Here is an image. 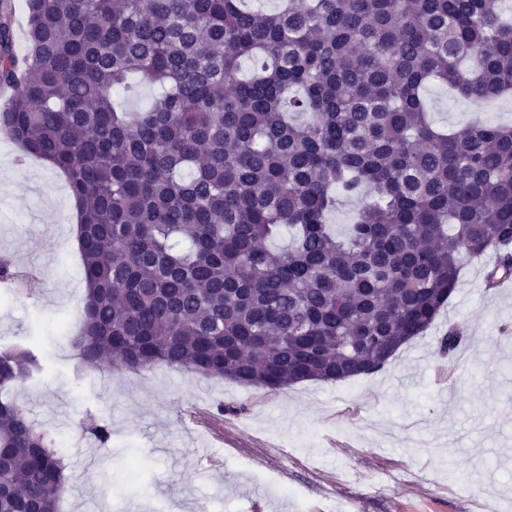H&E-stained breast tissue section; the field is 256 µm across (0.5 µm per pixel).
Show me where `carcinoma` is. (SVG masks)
Instances as JSON below:
<instances>
[{"label": "carcinoma", "instance_id": "carcinoma-1", "mask_svg": "<svg viewBox=\"0 0 512 512\" xmlns=\"http://www.w3.org/2000/svg\"><path fill=\"white\" fill-rule=\"evenodd\" d=\"M0 0V133L80 209L75 371L157 365L276 393L382 370L464 261L512 277V126L448 132L437 82L512 95L506 0ZM156 87L143 110L113 96ZM342 234L331 215L366 193ZM290 234L281 251L269 247ZM39 369L0 346V393ZM83 433L108 444L87 414ZM64 456L0 399V512H59Z\"/></svg>", "mask_w": 512, "mask_h": 512}]
</instances>
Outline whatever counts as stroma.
Here are the masks:
<instances>
[{"instance_id": "1", "label": "stroma", "mask_w": 512, "mask_h": 512, "mask_svg": "<svg viewBox=\"0 0 512 512\" xmlns=\"http://www.w3.org/2000/svg\"><path fill=\"white\" fill-rule=\"evenodd\" d=\"M435 122L512 125V98L483 106L432 87ZM0 137V254L31 273L34 295L0 293V345L36 344L41 375L10 396L66 444L61 512H512V281L487 290L465 264L423 336L381 371L305 381L269 394L229 379L155 367L74 375L85 285L67 237L70 191L33 161L13 166ZM455 329L469 348L445 357ZM223 409L237 448L193 432L183 408ZM107 422L108 446L84 435ZM262 439L265 462L248 443ZM83 433L99 443L106 446L111 437V429L107 423L98 419L92 414L86 415L80 424Z\"/></svg>"}]
</instances>
